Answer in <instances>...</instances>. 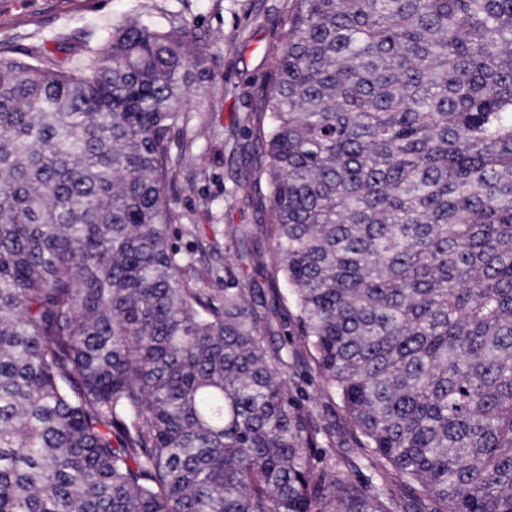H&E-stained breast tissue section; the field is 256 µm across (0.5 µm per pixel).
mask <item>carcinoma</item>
Returning a JSON list of instances; mask_svg holds the SVG:
<instances>
[{
    "label": "carcinoma",
    "instance_id": "cac0c4a2",
    "mask_svg": "<svg viewBox=\"0 0 512 512\" xmlns=\"http://www.w3.org/2000/svg\"><path fill=\"white\" fill-rule=\"evenodd\" d=\"M205 63L138 18L73 69L0 54V512H407L392 477L512 512V0H293L248 128L269 299L171 241ZM303 388L302 395L300 392L295 394L299 402L309 407L320 423H336V455H345L356 461L357 453L352 448L351 428L339 409L338 398L329 390L320 391L306 384H303Z\"/></svg>",
    "mask_w": 512,
    "mask_h": 512
}]
</instances>
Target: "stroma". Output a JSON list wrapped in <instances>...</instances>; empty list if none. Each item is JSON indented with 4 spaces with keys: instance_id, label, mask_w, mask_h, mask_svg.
Returning <instances> with one entry per match:
<instances>
[{
    "instance_id": "stroma-1",
    "label": "stroma",
    "mask_w": 512,
    "mask_h": 512,
    "mask_svg": "<svg viewBox=\"0 0 512 512\" xmlns=\"http://www.w3.org/2000/svg\"><path fill=\"white\" fill-rule=\"evenodd\" d=\"M291 6V0H0V51L25 61L44 54L75 64L83 43L103 45L113 26L130 17L162 28L188 22L205 38L208 76L188 92L189 123L171 133L175 159L166 194L179 216L173 242L194 259L188 278H201L217 294L225 270L262 288L272 265L266 236L239 240L235 229L267 220L251 189L259 160L249 155L243 124L264 105ZM298 400L317 419L335 423L337 454L355 457L334 394L307 386Z\"/></svg>"
}]
</instances>
